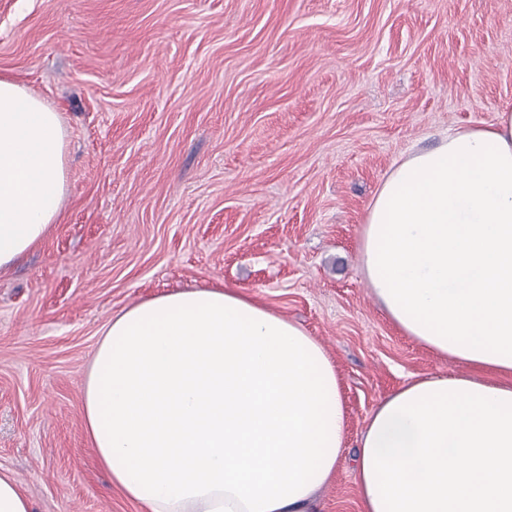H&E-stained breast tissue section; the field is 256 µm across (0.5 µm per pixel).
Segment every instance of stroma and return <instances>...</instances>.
Returning a JSON list of instances; mask_svg holds the SVG:
<instances>
[{
    "instance_id": "35a3bbf8",
    "label": "stroma",
    "mask_w": 512,
    "mask_h": 512,
    "mask_svg": "<svg viewBox=\"0 0 512 512\" xmlns=\"http://www.w3.org/2000/svg\"><path fill=\"white\" fill-rule=\"evenodd\" d=\"M0 75L60 112L58 224L0 274V472L32 512H140L84 432L112 316L231 286L336 366L354 450L414 377L460 366L402 333L361 272L393 162L512 109V0H0ZM316 512H361L351 461Z\"/></svg>"
}]
</instances>
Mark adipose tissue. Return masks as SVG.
Returning <instances> with one entry per match:
<instances>
[{
    "mask_svg": "<svg viewBox=\"0 0 512 512\" xmlns=\"http://www.w3.org/2000/svg\"><path fill=\"white\" fill-rule=\"evenodd\" d=\"M67 192L59 113L0 76V272L48 236ZM360 256L393 324L467 368L375 407L353 458L363 512H512V110L401 155ZM82 408L101 466L144 512H313L346 444L323 345L230 287L112 317Z\"/></svg>",
    "mask_w": 512,
    "mask_h": 512,
    "instance_id": "1",
    "label": "adipose tissue"
}]
</instances>
